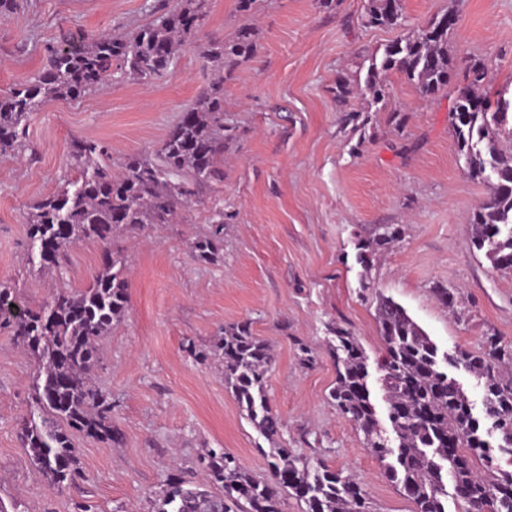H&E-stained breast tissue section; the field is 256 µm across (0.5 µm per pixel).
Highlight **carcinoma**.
Listing matches in <instances>:
<instances>
[{
    "label": "carcinoma",
    "instance_id": "obj_1",
    "mask_svg": "<svg viewBox=\"0 0 512 512\" xmlns=\"http://www.w3.org/2000/svg\"><path fill=\"white\" fill-rule=\"evenodd\" d=\"M208 0H178L159 22L129 38L93 36L73 45L69 37L47 49L37 77L0 95V156L22 154L24 122L49 100L76 99L119 74L150 81L168 72L178 44L206 22ZM454 17L445 12L427 27L384 48L366 77L371 103L385 102L387 75L402 73L424 96L447 87L452 75L448 33ZM364 23L370 27L405 25L402 0H369ZM251 29L242 27L231 43L210 41L202 53L214 66L254 55ZM486 68L475 60L457 89L451 124L459 154L471 180L486 187L473 209L470 247L498 271L512 270V100L491 104L480 93ZM233 127L224 122L223 81L203 91L169 129L152 156L132 155L115 174L104 162L101 142L74 139L70 168L80 172L75 189H64L31 207L26 214L30 239L48 249L44 263L56 264L84 241L106 249L92 285L82 291L60 290L37 309L14 306L17 291L0 283V329L35 359L34 411L20 440L31 465L52 489H63L78 474L72 432L113 440L112 405L91 378L99 340L127 308L126 260L111 250L118 233L154 224H172L199 192L224 181V149ZM400 235L399 226L376 224L358 241L357 260L369 274L377 253ZM224 241V210L214 211L208 232L191 243L194 256L217 259ZM437 300L456 308L457 291L435 285ZM375 319L383 351L375 360L394 441L382 428L370 386L369 357L347 330L331 329L326 347L336 362L329 392L340 415L363 434L365 448L383 464L387 478L411 499L416 512H447L454 496L457 512H512V471L502 469L485 438L483 419L497 425V448L512 455V378L500 367L512 364V345L494 335L481 352L456 348L439 353L435 342L393 298H377ZM224 365V383L247 419L271 444L269 477L259 479L241 468L222 448L198 458L204 481L177 471L165 480L158 512H283L295 496L305 512H371L365 491L350 476L323 462L313 463L280 443L282 422L270 407L266 376L273 357L254 336L250 324L224 329L215 346ZM464 369L482 383L484 417L448 369Z\"/></svg>",
    "mask_w": 512,
    "mask_h": 512
}]
</instances>
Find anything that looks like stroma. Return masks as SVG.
Here are the masks:
<instances>
[{
    "label": "stroma",
    "mask_w": 512,
    "mask_h": 512,
    "mask_svg": "<svg viewBox=\"0 0 512 512\" xmlns=\"http://www.w3.org/2000/svg\"><path fill=\"white\" fill-rule=\"evenodd\" d=\"M177 0H16L0 9V93L41 72L60 30L73 40L129 37L157 22ZM205 25L164 76L104 82L73 101L54 100L26 121L21 157L0 156V282L38 308L59 286L88 288L103 247L81 243L62 269L44 266L25 224L27 211L79 178L67 163L76 138L104 142L113 168L154 153L213 77L200 47L232 42L251 25L255 55L224 70V120L235 129L224 151V182L183 212L184 223L147 227L115 240L127 260L129 303L99 344L96 381L112 403L119 443L77 432L80 476L50 488L34 470L19 432L32 410L36 363L0 331V506L5 512H156L174 471L193 475L209 448L268 477L269 442L224 386L215 343L226 327L250 323L273 353L269 403L282 439L308 459L359 481L372 512H414L385 476L352 422L331 404V328L350 331L369 358L381 338L378 295L393 298L440 352L482 350L487 336L512 343V271L494 270L469 247V219L486 189L472 182L457 152L455 91L422 96L402 74L389 76L383 107L363 126L344 123L334 99L338 76L351 80L350 107L366 103L369 61L384 46L454 11L448 52L457 73L486 66L490 97L512 96V0H404L400 28L364 26L367 0H209ZM224 211L218 262L197 260L189 244ZM373 224H396L398 241L363 272L357 240ZM459 290L461 313L431 289ZM314 348L305 364L301 345Z\"/></svg>",
    "instance_id": "obj_1"
}]
</instances>
